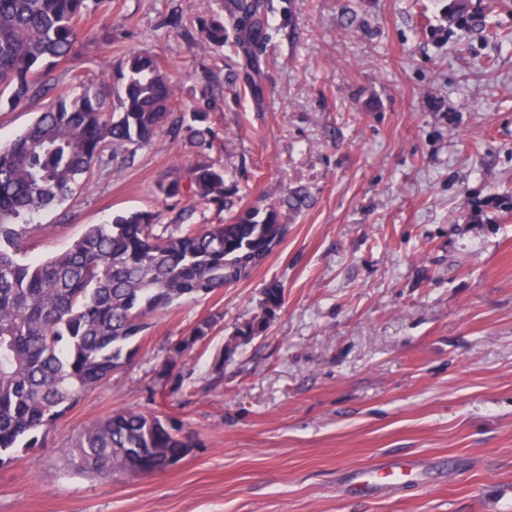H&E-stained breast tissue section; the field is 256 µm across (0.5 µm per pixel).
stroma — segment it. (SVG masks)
<instances>
[{"label":"stroma","instance_id":"obj_1","mask_svg":"<svg viewBox=\"0 0 512 512\" xmlns=\"http://www.w3.org/2000/svg\"><path fill=\"white\" fill-rule=\"evenodd\" d=\"M274 4L287 15L252 92L227 90L232 46L200 45L213 0H108L50 71L59 93L155 54L177 110L209 112L208 159L235 210L297 188L310 199L283 211L285 240L246 280L148 318L132 361L0 468V512H512V0H477L462 29L451 0ZM196 160L166 132L113 151L39 213L25 258L128 211L223 223L192 190L157 191ZM273 284L284 304L268 329L235 339ZM205 319L169 392L166 351ZM119 409L174 416L197 446L160 474L87 478L65 450ZM378 460L409 465L400 490L364 488Z\"/></svg>","mask_w":512,"mask_h":512}]
</instances>
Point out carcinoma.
<instances>
[{"label": "carcinoma", "instance_id": "1", "mask_svg": "<svg viewBox=\"0 0 512 512\" xmlns=\"http://www.w3.org/2000/svg\"><path fill=\"white\" fill-rule=\"evenodd\" d=\"M216 2L218 10L200 23L202 47L230 41L256 66L272 36L273 0ZM89 12L88 0H0V112L48 92L40 78L70 55ZM175 101L161 60L131 52L113 82H80L79 92L58 95L0 147V467L20 448L42 446L83 394L130 360L126 344L146 330L149 316L246 279L284 241L281 208L306 204L295 190L262 212L239 211L199 229L135 211L90 226L53 257L23 259L34 218L89 181L108 148L146 146L166 126L185 131L202 150L213 146L208 113L194 109L174 121ZM188 177L199 203L232 210L224 168L202 158ZM282 305L283 290L266 288L261 312L237 337L264 333ZM211 329L208 320L197 323L169 347L165 363ZM195 445L177 420L126 410L84 428L67 453L79 472L110 479L162 473Z\"/></svg>", "mask_w": 512, "mask_h": 512}]
</instances>
